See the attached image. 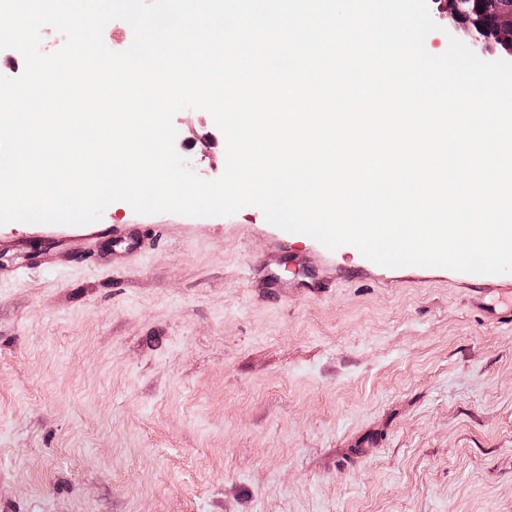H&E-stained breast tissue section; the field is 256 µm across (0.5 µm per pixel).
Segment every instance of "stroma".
Masks as SVG:
<instances>
[{"instance_id":"obj_1","label":"stroma","mask_w":512,"mask_h":512,"mask_svg":"<svg viewBox=\"0 0 512 512\" xmlns=\"http://www.w3.org/2000/svg\"><path fill=\"white\" fill-rule=\"evenodd\" d=\"M174 125L220 177L211 115ZM129 224L155 243L113 260ZM275 231L255 206L0 225V512H512L501 291Z\"/></svg>"}]
</instances>
